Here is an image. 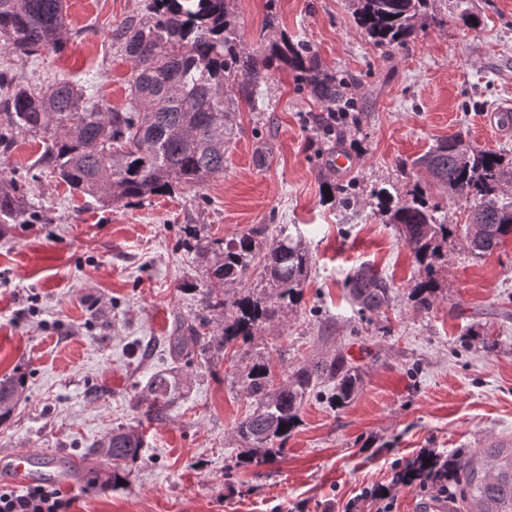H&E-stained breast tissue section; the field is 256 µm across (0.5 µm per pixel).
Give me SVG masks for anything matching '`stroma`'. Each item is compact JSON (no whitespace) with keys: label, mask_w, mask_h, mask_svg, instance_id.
I'll use <instances>...</instances> for the list:
<instances>
[{"label":"stroma","mask_w":512,"mask_h":512,"mask_svg":"<svg viewBox=\"0 0 512 512\" xmlns=\"http://www.w3.org/2000/svg\"><path fill=\"white\" fill-rule=\"evenodd\" d=\"M63 52L0 54L14 83L49 88L67 74L94 79L103 107L127 102L132 64L110 41L142 0H65ZM241 40H303L324 71L352 78L360 127L324 137L322 110L291 70L267 86L271 108L240 105L224 173L202 196H158L111 206L70 191L38 165L39 139L19 138L0 157V179L23 185L30 224H0V379L26 380L16 410L0 425V455L39 450L62 466L106 470L91 453L112 429L143 424L145 446L118 488L77 481L70 512H377L374 488L394 512H420L435 488L399 484L418 457L448 458L512 436V239L475 257L449 238L430 310L411 298L418 264L392 225L372 213V191L425 187L452 224L468 208L402 158L462 134L475 147L512 158V133L484 113L512 100V0H429L442 26L419 29L395 52L375 46L355 20L354 0H229ZM479 19L467 28L462 14ZM274 27H267V19ZM265 155H258V148ZM343 149L359 181L353 212L326 196L339 181L329 158ZM229 238L264 224L290 225L312 255L298 302L254 343L210 350L202 368L183 367L187 388L165 420L143 423L149 377L176 367L169 338L199 310L203 262L183 244L186 225ZM369 263L394 284L382 314L360 311L344 283ZM496 338L486 352L471 330ZM351 355L362 383L345 406L322 383L304 402L283 454L241 463L234 433L250 399L233 367L270 357L277 380L298 366Z\"/></svg>","instance_id":"obj_1"}]
</instances>
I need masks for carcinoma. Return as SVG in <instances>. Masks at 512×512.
Listing matches in <instances>:
<instances>
[{
    "mask_svg": "<svg viewBox=\"0 0 512 512\" xmlns=\"http://www.w3.org/2000/svg\"><path fill=\"white\" fill-rule=\"evenodd\" d=\"M228 0H145L143 13L126 18L111 31L112 44L133 63L128 102L102 109L94 103V85H76L62 77L47 91L34 85L12 84L0 71V153L11 151L17 137L44 134L42 167L70 190L109 205L141 204L156 196L200 194L210 180L224 174V148L235 136L238 103L255 112L269 110L260 87L283 66L322 103L318 117L322 133L331 136L336 123L359 124L354 98L345 77L321 69L317 56L301 40L270 42L264 52L250 50L238 36ZM356 19L378 46L401 48L422 27L427 0H356ZM64 0H0V50L35 56L65 47ZM424 166L433 180L448 188L451 198L474 204L469 235L465 226L439 215L418 187L401 196L387 188L373 191L377 212L398 230L418 263L413 286L416 307L433 306L436 274L448 238L459 236L471 254L482 257L500 249L512 236V195L504 196L509 171L503 155L478 150L458 134L436 142L412 161L400 159L399 169ZM354 184L336 183L331 194L340 207H351ZM22 186L0 192V223L25 222ZM184 244L202 257L208 286L198 289L195 321L181 324L170 337L173 357L181 361L202 356L212 347L232 349L254 340L255 331L280 319L301 295L312 256L299 237L282 224L271 230L255 227L229 239H212L189 232ZM260 271L261 295L249 291L228 297L213 281L233 284L250 270ZM345 288L364 312L381 314L389 308L393 287L368 266L354 270ZM222 322L219 344L206 335L212 318ZM325 381L336 384L332 401L344 404L360 381V369L344 354L295 369L283 386H275L270 363L257 355L239 375L254 409L240 420L235 433L256 451H284L298 426L303 401ZM23 378L0 381V424L14 413ZM144 415L163 420L167 408L186 388L177 370L153 374ZM142 434L131 428L112 430L98 452L112 461L109 472L92 471L86 482L104 486L122 480L121 467L135 462ZM422 459L408 466L403 479L430 472ZM443 474L460 487L466 512H512V445L493 444L468 453L465 461L447 463Z\"/></svg>",
    "mask_w": 512,
    "mask_h": 512,
    "instance_id": "cac0c4a2",
    "label": "carcinoma"
}]
</instances>
